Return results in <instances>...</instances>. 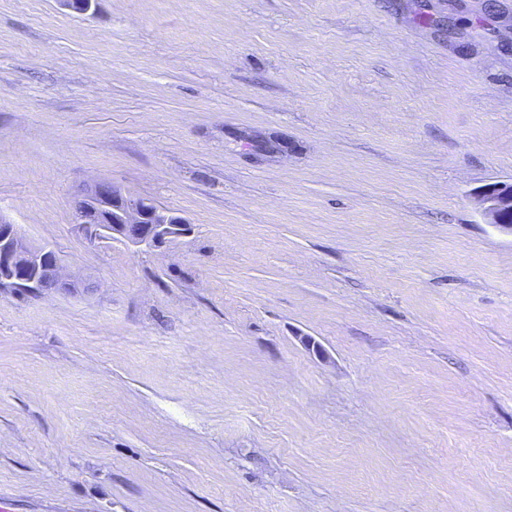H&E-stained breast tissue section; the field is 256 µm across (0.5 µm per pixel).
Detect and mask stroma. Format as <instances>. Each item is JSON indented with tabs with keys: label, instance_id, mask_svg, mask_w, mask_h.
<instances>
[{
	"label": "stroma",
	"instance_id": "1",
	"mask_svg": "<svg viewBox=\"0 0 512 512\" xmlns=\"http://www.w3.org/2000/svg\"><path fill=\"white\" fill-rule=\"evenodd\" d=\"M0 0L9 512H512V0ZM106 180L186 217L73 227ZM75 231L91 243L158 247L191 233L184 216L148 198L131 197L111 182L86 185L73 201ZM484 223L512 233V224L503 220L505 212L512 209V181H496L474 192ZM0 283L13 285L29 295L43 293V285L58 295H72L94 287L68 273L63 258L53 247L30 242L18 225L3 216H0Z\"/></svg>",
	"mask_w": 512,
	"mask_h": 512
}]
</instances>
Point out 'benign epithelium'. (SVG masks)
I'll use <instances>...</instances> for the list:
<instances>
[{"label": "benign epithelium", "instance_id": "benign-epithelium-1", "mask_svg": "<svg viewBox=\"0 0 512 512\" xmlns=\"http://www.w3.org/2000/svg\"><path fill=\"white\" fill-rule=\"evenodd\" d=\"M484 223L512 232L503 220L512 210V181H496L474 192ZM75 231L91 243L121 242L137 247H158L191 233L184 216L140 197H131L111 182L86 185L73 201ZM0 283L29 295L49 287L58 295L92 288V283L66 271L63 258L49 245L34 244L18 225L0 216Z\"/></svg>", "mask_w": 512, "mask_h": 512}]
</instances>
